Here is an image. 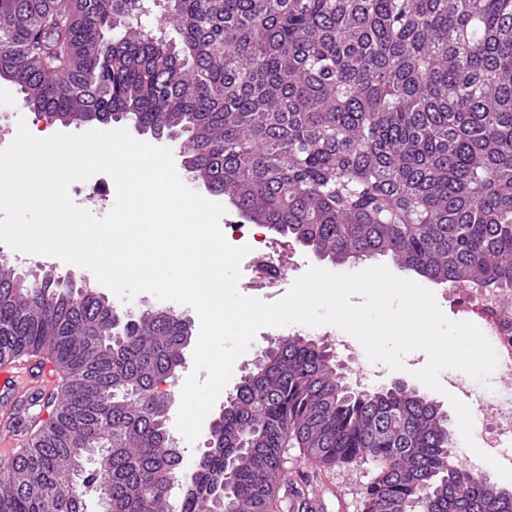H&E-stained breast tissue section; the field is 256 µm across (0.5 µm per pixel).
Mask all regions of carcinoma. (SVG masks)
Masks as SVG:
<instances>
[{"mask_svg":"<svg viewBox=\"0 0 512 512\" xmlns=\"http://www.w3.org/2000/svg\"><path fill=\"white\" fill-rule=\"evenodd\" d=\"M170 2L0 0V76L62 122L174 135L194 181L335 262L512 289V0ZM191 338L177 313L121 315L0 261V361L44 354L64 377L0 458V512H82L87 494L102 512H274L294 444L329 469L374 463L363 512L420 495L419 512H512V493L451 466L432 400L355 390L301 336L241 379L179 480L163 386Z\"/></svg>","mask_w":512,"mask_h":512,"instance_id":"cac0c4a2","label":"carcinoma"}]
</instances>
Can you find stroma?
Here are the masks:
<instances>
[{
    "label": "stroma",
    "mask_w": 512,
    "mask_h": 512,
    "mask_svg": "<svg viewBox=\"0 0 512 512\" xmlns=\"http://www.w3.org/2000/svg\"><path fill=\"white\" fill-rule=\"evenodd\" d=\"M27 125H35L39 128L50 127L54 131L66 130L69 133L87 132V125L62 126L60 122L49 121L46 117L31 112L24 104L22 96L16 87L9 81L0 79V131L4 132L6 140H13L17 134L19 122ZM71 198L79 204L85 205L88 210L98 216L107 214L116 200L115 184L110 176L100 173L88 180L73 183L70 187ZM0 259L6 260L20 271L41 270L61 278H68L75 283L95 284L96 279L91 271L63 263L57 258L39 255L20 254L6 244L0 243ZM282 262L288 268V278L278 287V295H285L290 289L293 280L301 276L309 266H317L335 273L352 272V265H339L331 259L320 257L312 251L297 243H290L286 254L281 257ZM339 361L345 364L346 380L350 384L360 385L362 389L373 391L390 386L393 381H404L408 387L417 389L419 393L427 394L429 399L437 402L444 411H451L452 406L448 399L441 393L428 391L424 384L413 377L412 372L421 368L426 362L423 352L415 351L405 358L406 368L402 371H393L381 362L375 363V376L367 379H359L354 368L355 362L342 353ZM18 372L17 385L13 392V403L9 406H0V429H7L13 418L15 408L26 403L30 394L40 389L42 367L35 358L22 359L16 362L14 367ZM287 481L289 486L300 490L305 496H323L326 512H363L361 488L372 478L377 469L373 463L366 462L361 465L343 469H326L306 460L299 449L292 448L288 451L286 464Z\"/></svg>",
    "instance_id": "obj_1"
}]
</instances>
